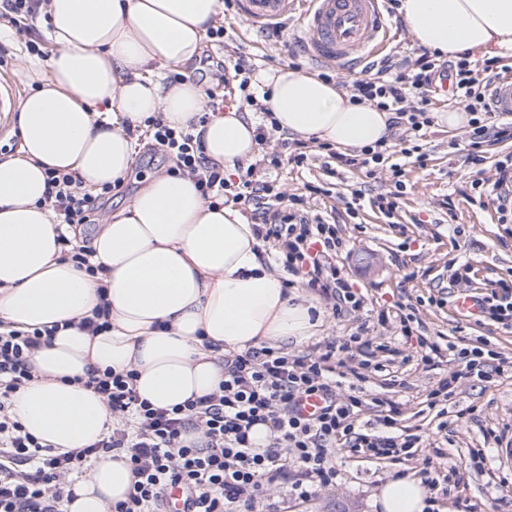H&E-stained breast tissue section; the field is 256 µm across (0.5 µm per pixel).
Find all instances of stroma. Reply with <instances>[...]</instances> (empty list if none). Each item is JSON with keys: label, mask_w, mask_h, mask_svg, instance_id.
Wrapping results in <instances>:
<instances>
[{"label": "stroma", "mask_w": 512, "mask_h": 512, "mask_svg": "<svg viewBox=\"0 0 512 512\" xmlns=\"http://www.w3.org/2000/svg\"><path fill=\"white\" fill-rule=\"evenodd\" d=\"M302 25L303 17L296 13L280 30H257L237 10H229L223 54L243 57L261 71L289 65L292 54L301 50L296 38ZM29 38L42 43L48 53L58 50L45 25H37ZM29 38L0 29V49L7 59L0 71L14 81L22 100L33 91L23 69ZM423 151V162L407 159L399 188L384 165L369 172L336 174L317 159L300 168L284 163L275 170L284 195L304 193L309 184L321 187L310 207L334 223L344 239L337 260L364 302L360 311L337 317L331 299L311 292L322 322L315 336L288 346V353L315 357L327 343L342 344L354 336L400 349L394 358L376 352L375 359L385 370L372 374L365 388L369 394L398 401L401 427L420 435L421 442L410 455L374 462L339 449L335 483L317 487L304 501L291 499L285 485L273 483L266 491L270 512H336L340 507L346 512H376L380 486L402 473L419 474L428 459L435 467L427 494L435 500L436 512H512V501L502 500L499 491L500 485L512 486V464L501 460L512 445V371L488 382L462 381L453 401L467 415L449 419L447 429L439 430L440 418L428 408L427 395L442 377L444 365L423 362L416 340H402L394 322L378 321L380 312L409 304L429 341H462L512 357V332L487 320L467 322L454 315L458 288L450 281L449 268L453 259L470 263L467 291L490 295L491 283L512 273V224L498 223L494 203L471 186L475 168L467 159V129L432 125ZM393 191L399 199L392 214L372 206V199ZM355 194L361 200L352 210L348 204ZM476 453L486 459L484 471L471 465Z\"/></svg>", "instance_id": "1"}]
</instances>
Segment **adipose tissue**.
Wrapping results in <instances>:
<instances>
[{"instance_id": "obj_1", "label": "adipose tissue", "mask_w": 512, "mask_h": 512, "mask_svg": "<svg viewBox=\"0 0 512 512\" xmlns=\"http://www.w3.org/2000/svg\"><path fill=\"white\" fill-rule=\"evenodd\" d=\"M218 0H48L58 51L26 63L37 90L21 104L20 154L0 160V320L31 330L57 326L33 356L35 377L13 409L25 428L59 451L100 439L112 418L80 385L92 368L136 369L135 388L170 408L212 394L226 352L299 344L319 325L305 298L289 295L260 257L261 241L240 211L209 201L190 176L147 178L133 200L99 225L91 246L104 273L61 260L56 216L45 206L46 171L77 173L84 186L115 184L131 170L135 142L121 121L162 113L192 127L208 159L233 174L258 153L257 122L229 110L202 119V89L164 84L162 70L199 58ZM416 41L448 57L463 50L512 57V0H401ZM281 131L361 148L389 134L390 115L351 102L334 84L301 69L260 72ZM106 296H99V288ZM108 330L75 328L101 300ZM133 475L104 458L74 487L69 512H112ZM427 491L410 477L387 481L379 512H424Z\"/></svg>"}]
</instances>
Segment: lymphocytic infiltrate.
Masks as SVG:
<instances>
[{"mask_svg": "<svg viewBox=\"0 0 512 512\" xmlns=\"http://www.w3.org/2000/svg\"><path fill=\"white\" fill-rule=\"evenodd\" d=\"M511 71L501 58L477 64L467 52L447 60L425 49L412 57H385L361 74L346 76L344 86L353 102L391 113L389 139L341 151L297 138L288 162L300 167L320 155L340 170L385 164L393 178L403 177L402 161L420 150L433 122L432 98L446 78L453 104L470 115L469 160L481 166L487 147L512 142V118L492 112L486 100L491 81ZM215 75L227 94L221 100L209 93L211 112L228 100L271 121L269 107L254 91L253 70L243 59L217 62ZM126 133L148 140L151 151L171 156L173 174L193 177L204 198L228 197L250 211L257 237L271 245L288 275L332 298L336 314L362 308L336 264L343 241L335 225L312 213L308 197L283 196L257 163L238 182L225 179L208 161L200 137L188 128H171L162 115ZM494 168V180L479 177L472 186L493 198L499 223L511 224L512 152L500 154ZM46 185L45 201L63 224L93 223L102 196L110 192L106 186L96 194L87 192L76 175L56 169L48 171ZM55 333L52 327L28 331L0 323V512H67L75 498L67 477L106 457L125 460L134 477L125 500L112 512H161L165 492L174 486L189 492L193 512H260L274 482L288 485L290 496L301 500L314 487L335 483L337 449L374 461L408 454L420 442L419 436L400 433V405L388 398L375 401L381 409L378 426L360 424L364 383L373 367L372 343L360 339L353 345L328 343L315 358L268 345L225 355L217 392L171 408L140 398L136 369L89 370L83 384L102 398L112 426L87 447L60 452L28 432L13 411L14 394L34 378V352ZM449 351L455 366L430 392L433 407L449 401L461 380H490L507 364L478 346L453 345ZM344 384L350 393L341 400L336 391ZM310 396L321 397L325 405L308 418L299 402ZM257 425L269 429L267 445L251 439ZM191 430L201 432L202 441H185Z\"/></svg>", "mask_w": 512, "mask_h": 512, "instance_id": "lymphocytic-infiltrate-1", "label": "lymphocytic infiltrate"}]
</instances>
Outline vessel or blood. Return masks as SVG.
<instances>
[{"label":"vessel or blood","mask_w":512,"mask_h":512,"mask_svg":"<svg viewBox=\"0 0 512 512\" xmlns=\"http://www.w3.org/2000/svg\"><path fill=\"white\" fill-rule=\"evenodd\" d=\"M307 2L300 39L316 61L339 71H358L381 55L389 42L382 0H239V12L254 27L282 23L297 4ZM493 111L512 115V77L492 85Z\"/></svg>","instance_id":"b4317fda"}]
</instances>
